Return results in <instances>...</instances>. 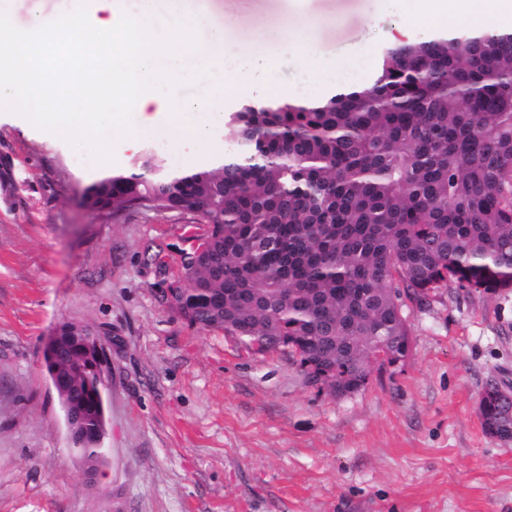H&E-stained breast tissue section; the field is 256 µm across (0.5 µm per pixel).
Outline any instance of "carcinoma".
Masks as SVG:
<instances>
[{"instance_id":"obj_1","label":"carcinoma","mask_w":512,"mask_h":512,"mask_svg":"<svg viewBox=\"0 0 512 512\" xmlns=\"http://www.w3.org/2000/svg\"><path fill=\"white\" fill-rule=\"evenodd\" d=\"M238 154L169 171L147 153L105 172L89 211L134 207L210 225L165 302L190 326L280 352L335 396L364 388L381 346L411 350L405 301L450 282L512 290V33L462 29L386 49L372 84L318 101L244 102ZM65 323L62 406L105 430L95 352ZM507 401L483 424L512 430ZM88 476L104 455L80 448Z\"/></svg>"}]
</instances>
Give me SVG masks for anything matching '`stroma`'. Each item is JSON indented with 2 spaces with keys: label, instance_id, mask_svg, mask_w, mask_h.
<instances>
[{
  "label": "stroma",
  "instance_id": "1",
  "mask_svg": "<svg viewBox=\"0 0 512 512\" xmlns=\"http://www.w3.org/2000/svg\"><path fill=\"white\" fill-rule=\"evenodd\" d=\"M69 0H0L14 25ZM198 21L202 42L279 52L299 42L364 59L390 46L384 0H159L155 24ZM190 168L192 136L146 140ZM102 173L87 151L0 112V512H512V443L486 435L479 398L512 384V292L449 285L407 303L408 358L332 397L282 354L204 334L163 296L206 227L148 210L102 220L81 204ZM73 322L110 357L105 464L70 451L42 342Z\"/></svg>",
  "mask_w": 512,
  "mask_h": 512
}]
</instances>
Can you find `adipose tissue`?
Segmentation results:
<instances>
[{"label": "adipose tissue", "instance_id": "obj_1", "mask_svg": "<svg viewBox=\"0 0 512 512\" xmlns=\"http://www.w3.org/2000/svg\"><path fill=\"white\" fill-rule=\"evenodd\" d=\"M399 12L393 39L409 38L418 30L433 31L463 22L472 26L512 24V0H389Z\"/></svg>", "mask_w": 512, "mask_h": 512}]
</instances>
